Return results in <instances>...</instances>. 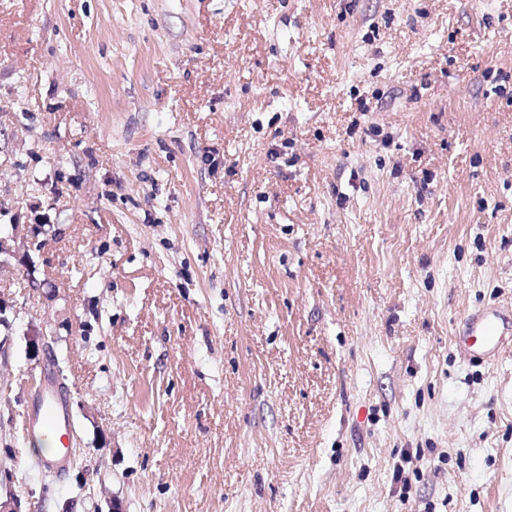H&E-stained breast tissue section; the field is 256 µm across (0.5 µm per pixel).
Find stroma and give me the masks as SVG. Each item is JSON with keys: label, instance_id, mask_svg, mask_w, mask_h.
Here are the masks:
<instances>
[{"label": "stroma", "instance_id": "35a3bbf8", "mask_svg": "<svg viewBox=\"0 0 512 512\" xmlns=\"http://www.w3.org/2000/svg\"><path fill=\"white\" fill-rule=\"evenodd\" d=\"M1 224L0 502L512 512V0H0ZM512 335V314L494 307L474 309L464 316L462 336L457 346L473 358L494 359L502 349L506 336ZM32 401L26 411L27 429L31 433L68 438L72 431L67 399L61 384L51 373H44L32 388Z\"/></svg>", "mask_w": 512, "mask_h": 512}]
</instances>
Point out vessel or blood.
I'll return each mask as SVG.
<instances>
[{
  "mask_svg": "<svg viewBox=\"0 0 512 512\" xmlns=\"http://www.w3.org/2000/svg\"><path fill=\"white\" fill-rule=\"evenodd\" d=\"M512 335V314L486 306L468 312L463 321L457 346L471 357L491 360L502 349L507 336ZM32 401L26 411L30 432L45 433L62 438L72 431L65 393L54 375L42 374L32 388Z\"/></svg>",
  "mask_w": 512,
  "mask_h": 512,
  "instance_id": "b4317fda",
  "label": "vessel or blood"
}]
</instances>
